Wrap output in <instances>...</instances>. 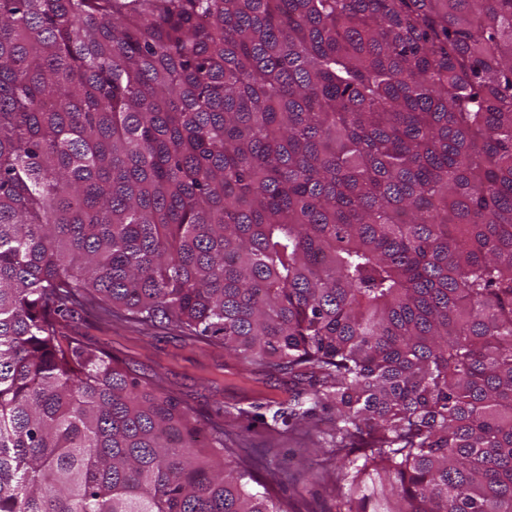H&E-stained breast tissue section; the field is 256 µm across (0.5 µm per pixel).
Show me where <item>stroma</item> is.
<instances>
[{"instance_id":"stroma-1","label":"stroma","mask_w":512,"mask_h":512,"mask_svg":"<svg viewBox=\"0 0 512 512\" xmlns=\"http://www.w3.org/2000/svg\"><path fill=\"white\" fill-rule=\"evenodd\" d=\"M73 328L138 372L161 375L200 420L221 419L225 441L263 458L265 476L288 512H343L342 473L325 455L333 434L328 420L314 427L294 422L273 426L238 416L258 403L287 401V379L244 368L223 349L185 340L171 328L86 317L75 320Z\"/></svg>"}]
</instances>
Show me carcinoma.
<instances>
[{
    "label": "carcinoma",
    "instance_id": "1",
    "mask_svg": "<svg viewBox=\"0 0 512 512\" xmlns=\"http://www.w3.org/2000/svg\"><path fill=\"white\" fill-rule=\"evenodd\" d=\"M83 315L287 377L348 512H512V0H0V512H283Z\"/></svg>",
    "mask_w": 512,
    "mask_h": 512
}]
</instances>
